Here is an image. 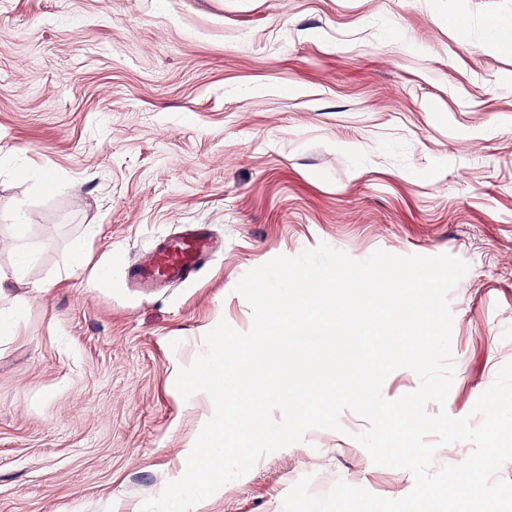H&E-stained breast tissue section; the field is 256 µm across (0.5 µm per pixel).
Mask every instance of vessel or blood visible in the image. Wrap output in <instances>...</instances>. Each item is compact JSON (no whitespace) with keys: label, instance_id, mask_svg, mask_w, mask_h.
Wrapping results in <instances>:
<instances>
[{"label":"vessel or blood","instance_id":"1","mask_svg":"<svg viewBox=\"0 0 512 512\" xmlns=\"http://www.w3.org/2000/svg\"><path fill=\"white\" fill-rule=\"evenodd\" d=\"M208 254L204 228L193 227L168 240L150 262L135 265L131 278L144 287L165 281H182L202 268Z\"/></svg>","mask_w":512,"mask_h":512}]
</instances>
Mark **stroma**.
<instances>
[{
  "instance_id": "1",
  "label": "stroma",
  "mask_w": 512,
  "mask_h": 512,
  "mask_svg": "<svg viewBox=\"0 0 512 512\" xmlns=\"http://www.w3.org/2000/svg\"><path fill=\"white\" fill-rule=\"evenodd\" d=\"M512 0H0V512H141L214 409L180 368L240 332L250 269L319 243L449 254L467 416L512 361ZM54 186L44 189L40 172ZM209 264L128 271L187 225ZM337 431L263 456L195 512H283L303 476L399 499L404 469Z\"/></svg>"
}]
</instances>
